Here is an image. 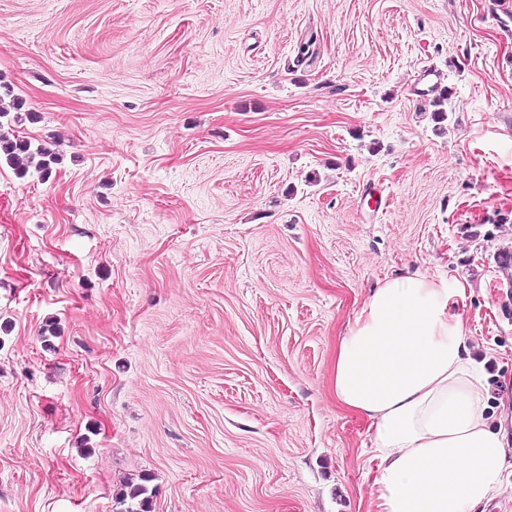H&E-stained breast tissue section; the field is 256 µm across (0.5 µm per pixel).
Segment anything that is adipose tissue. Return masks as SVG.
<instances>
[{
    "label": "adipose tissue",
    "mask_w": 512,
    "mask_h": 512,
    "mask_svg": "<svg viewBox=\"0 0 512 512\" xmlns=\"http://www.w3.org/2000/svg\"><path fill=\"white\" fill-rule=\"evenodd\" d=\"M465 297L441 277L386 279L338 342L333 392L368 422L375 512H479L512 467V412L486 413Z\"/></svg>",
    "instance_id": "adipose-tissue-1"
}]
</instances>
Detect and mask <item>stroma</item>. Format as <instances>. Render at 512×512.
<instances>
[{"mask_svg": "<svg viewBox=\"0 0 512 512\" xmlns=\"http://www.w3.org/2000/svg\"><path fill=\"white\" fill-rule=\"evenodd\" d=\"M508 11L0 0V93L61 157L0 159V512H115L143 476L152 512H367L331 378L400 273L466 285L488 405L512 399ZM452 93L448 88L442 89L440 93L428 101L429 112H432V120L439 125L436 129L445 130L444 123L448 121V101Z\"/></svg>", "mask_w": 512, "mask_h": 512, "instance_id": "stroma-1", "label": "stroma"}]
</instances>
